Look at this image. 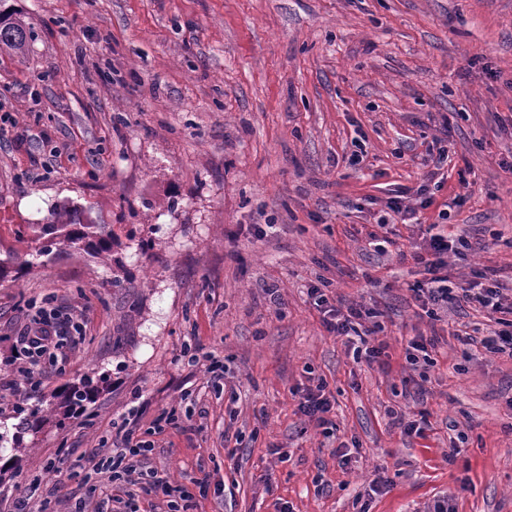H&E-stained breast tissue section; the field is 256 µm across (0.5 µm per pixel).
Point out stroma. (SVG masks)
I'll return each instance as SVG.
<instances>
[{
    "mask_svg": "<svg viewBox=\"0 0 512 512\" xmlns=\"http://www.w3.org/2000/svg\"><path fill=\"white\" fill-rule=\"evenodd\" d=\"M6 5L30 40L0 56V243L68 198L113 225L128 275L117 288L111 266L64 254L0 284L1 379L25 366L31 306L82 325L30 396L0 395V423L88 368L110 379L0 478V512L50 455L110 459L134 407L154 448L128 482L207 478L192 512H428L443 498L512 512V358L461 342L493 329L481 310L426 313L412 292L425 270L401 258L439 222L468 242L444 257L452 285L490 271L512 289V0ZM396 195L417 223H389ZM314 288L378 311L384 361L354 360ZM417 336L436 339L430 365L405 359ZM213 356L223 372H208ZM319 384L328 432L298 410ZM42 478L31 507L112 512L92 471Z\"/></svg>",
    "mask_w": 512,
    "mask_h": 512,
    "instance_id": "obj_1",
    "label": "stroma"
}]
</instances>
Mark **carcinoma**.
I'll return each mask as SVG.
<instances>
[{
	"instance_id": "obj_1",
	"label": "carcinoma",
	"mask_w": 512,
	"mask_h": 512,
	"mask_svg": "<svg viewBox=\"0 0 512 512\" xmlns=\"http://www.w3.org/2000/svg\"><path fill=\"white\" fill-rule=\"evenodd\" d=\"M28 33L25 24L13 10H0V54H22L27 45ZM90 208L66 199L51 208L44 224H27L16 233V245L6 247L0 243V282L19 283L26 271L28 261L22 255L44 257L52 260L60 253L79 254L97 258L103 262H112L118 269H123L122 262L112 256L115 234L106 224H98L85 217ZM107 377H93L89 374L81 377L59 393L32 409L16 407L21 415L20 422L13 434L0 433V442L11 441L14 448L30 454L24 438L35 435L42 428L52 423L80 414L86 404L95 400Z\"/></svg>"
}]
</instances>
